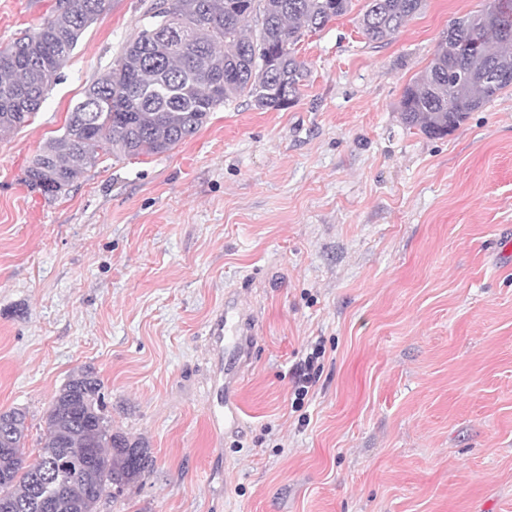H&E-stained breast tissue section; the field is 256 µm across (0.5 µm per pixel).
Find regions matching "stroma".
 <instances>
[{
	"mask_svg": "<svg viewBox=\"0 0 512 512\" xmlns=\"http://www.w3.org/2000/svg\"><path fill=\"white\" fill-rule=\"evenodd\" d=\"M56 0H0V45ZM151 0H108L29 123L0 140V412L35 456L53 396L101 380L113 430L153 468L98 512H512V88L430 137L404 88L456 18L426 0L390 40L365 0L297 56L298 102L220 107L159 155L104 157L59 197L20 178ZM255 314L241 435L216 433L209 329L224 298ZM323 371L302 409L292 366ZM310 423L301 428L299 415ZM325 348L321 341L311 345L310 352H306L296 362L292 369L293 395L295 397L292 406L301 405L310 391L319 381L322 373L320 360L324 357Z\"/></svg>",
	"mask_w": 512,
	"mask_h": 512,
	"instance_id": "35a3bbf8",
	"label": "stroma"
}]
</instances>
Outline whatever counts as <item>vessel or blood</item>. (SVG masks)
Masks as SVG:
<instances>
[{
  "mask_svg": "<svg viewBox=\"0 0 512 512\" xmlns=\"http://www.w3.org/2000/svg\"><path fill=\"white\" fill-rule=\"evenodd\" d=\"M253 334V316L246 311L242 300L236 296L227 298L223 315L209 329L213 349L224 365V405L214 414L212 423L227 435L237 434L243 424L237 390L251 358Z\"/></svg>",
  "mask_w": 512,
  "mask_h": 512,
  "instance_id": "1",
  "label": "vessel or blood"
}]
</instances>
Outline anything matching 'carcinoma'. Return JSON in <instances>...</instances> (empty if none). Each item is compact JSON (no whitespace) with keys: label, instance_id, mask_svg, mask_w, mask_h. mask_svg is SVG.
Masks as SVG:
<instances>
[{"label":"carcinoma","instance_id":"obj_1","mask_svg":"<svg viewBox=\"0 0 512 512\" xmlns=\"http://www.w3.org/2000/svg\"><path fill=\"white\" fill-rule=\"evenodd\" d=\"M56 0L31 32L0 48V138L30 121L107 0ZM352 0H153L112 68L74 105L61 136L24 169V184L48 198L67 190L103 156L163 154L195 135L217 108L246 97L263 111L293 106L308 76L296 46L307 32L350 11ZM423 0H366L364 37L381 43L419 12ZM512 0H487L478 14L448 26L430 65L403 91L399 112L411 127L442 136L512 82ZM0 428V512H44L41 477L67 454L88 449L77 476L60 475L52 512H97L138 482L152 463L141 439L112 431L101 383L80 371L53 397L28 460L26 415Z\"/></svg>","mask_w":512,"mask_h":512}]
</instances>
